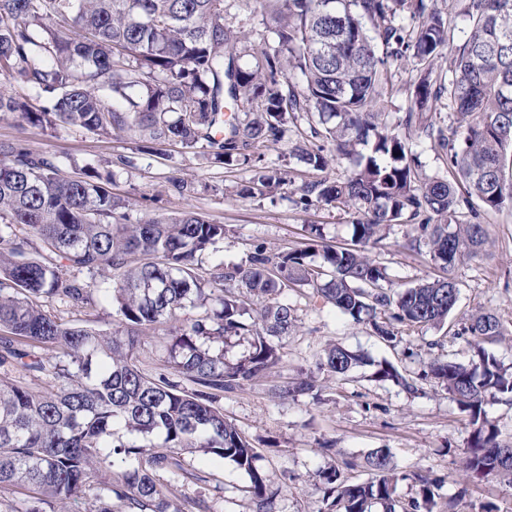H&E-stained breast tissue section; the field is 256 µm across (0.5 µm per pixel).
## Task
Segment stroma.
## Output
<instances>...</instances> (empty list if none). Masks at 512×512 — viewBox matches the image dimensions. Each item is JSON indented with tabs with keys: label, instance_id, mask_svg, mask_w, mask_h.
<instances>
[{
	"label": "stroma",
	"instance_id": "1",
	"mask_svg": "<svg viewBox=\"0 0 512 512\" xmlns=\"http://www.w3.org/2000/svg\"><path fill=\"white\" fill-rule=\"evenodd\" d=\"M226 19L243 36V64H252L253 46L273 39L254 0H230ZM421 73V67L410 60L392 66L383 101L389 121L405 115L409 92ZM308 128L306 115H299L289 123L283 140L263 152V164L278 170L283 185L266 195L244 198L239 191L252 176L250 168L213 162L202 148L177 145L166 153H153L145 151L134 130L100 135L63 123L45 127L28 122L20 113L0 112V141L16 140L32 152L54 155L63 161L67 173L86 166L110 176L112 191L125 203L131 220L173 217L192 210L224 225L223 240L202 256L207 268L222 261L241 262L258 244L273 253L306 247L313 224L320 225L325 243L350 246L352 226L347 213L318 204L305 209L294 204L297 188L316 177L293 154L300 132ZM480 221L487 230L488 245L482 255L463 258L455 268L460 289L455 311L444 326L407 335L405 345L386 346L368 326L316 303L311 287L285 292L297 323L280 342L279 363L244 388L224 393L218 402L225 418L255 448L257 465L277 492L276 512H319L320 472L348 459L357 464L353 479L367 480L362 463L375 448L388 449L399 469L442 479L440 493L452 503L449 512H472L473 503L487 497L494 499L501 512H512V483L507 478L471 482L460 477L459 460L470 428L466 414L446 392L429 383L413 392L374 378L377 364L386 360L408 381H416L432 343L437 354L468 363L471 353L456 331L462 319L479 311L500 317L503 334L490 350L512 367V209L482 214ZM411 237L408 225H391L371 251L386 266L392 287H408L439 275L425 249L411 247ZM46 310L60 322L104 334L117 323L114 310L106 304L75 310L55 302L47 304ZM168 334V327L160 326L140 336L137 365L145 374L167 373ZM331 343L361 354L363 364L343 377L317 373L320 400L270 396L271 385L317 372L319 356ZM326 440L335 443L334 451L327 454L320 449ZM181 461L188 478L175 481L168 472L157 474L173 496L204 500L207 512H253L254 504L245 491L249 479L231 462L186 451Z\"/></svg>",
	"mask_w": 512,
	"mask_h": 512
}]
</instances>
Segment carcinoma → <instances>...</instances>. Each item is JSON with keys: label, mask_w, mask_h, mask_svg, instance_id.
I'll return each instance as SVG.
<instances>
[{"label": "carcinoma", "mask_w": 512, "mask_h": 512, "mask_svg": "<svg viewBox=\"0 0 512 512\" xmlns=\"http://www.w3.org/2000/svg\"><path fill=\"white\" fill-rule=\"evenodd\" d=\"M274 46L240 64L241 37L224 24V0H0V71L52 102L34 110L0 90V112L32 123L79 126L99 134L135 129L152 148L199 144L227 166L252 165L243 192L263 195L283 184L256 165V151L280 139L282 126L301 113L321 126L311 133L335 145H298L295 155L323 172L349 163L341 179L317 178L299 188L295 203L316 202L352 215L353 246L321 245L322 261L308 249L270 254L254 246L245 262L203 271L202 252L224 239L222 224L194 211L134 223L112 182L87 169L67 176L59 161L18 141H0V366L51 378L40 395L19 382L0 381V486L28 491L24 508L46 512L56 500L81 498L86 512H185L154 472L178 479L179 459L198 450L229 460L249 476L256 512H275L276 492L255 466L256 451L215 406L223 392L240 389L274 367L279 340L296 323L294 308L278 299L310 286L314 297L358 324L369 325L388 346L399 330L445 322L460 290L453 271L464 255L483 251L487 233L458 214L474 206H512V0H463L462 44L448 77L433 66L453 35L437 0H255ZM69 18L80 30L62 34L53 20ZM411 59L424 66L411 107L397 126L375 122L391 66ZM300 72L298 91L288 74ZM454 125L443 130L429 112L442 95ZM260 102L239 119L235 111ZM422 130L443 150L453 179L424 178L413 143L396 127ZM408 224L413 243L428 249L443 271L438 278L394 289L387 268L368 254L382 230ZM110 272L94 286L79 277ZM222 292L221 309L181 320L186 304L203 302L206 289ZM250 296L254 315L242 320ZM87 308L109 302L119 317L103 335L47 314L40 301ZM178 322L167 347L171 376L155 379L136 365L141 332ZM491 312L471 315L456 335L468 337L469 363L432 355L420 379L443 388L468 417L470 434L462 472L470 480L504 475L512 480V442L485 416L490 398L512 400V370L485 344L502 335ZM246 336L251 351L224 362V339ZM56 349L42 355L40 349ZM362 357L340 345L323 350L318 371L345 376ZM401 383L388 361L375 372ZM197 385L185 391L176 378ZM319 389L312 375L271 388L293 399ZM372 478L351 481L342 468L323 472L320 512H438L441 481L397 470L376 448L364 459ZM414 493L403 499L398 485Z\"/></svg>", "instance_id": "carcinoma-1"}]
</instances>
